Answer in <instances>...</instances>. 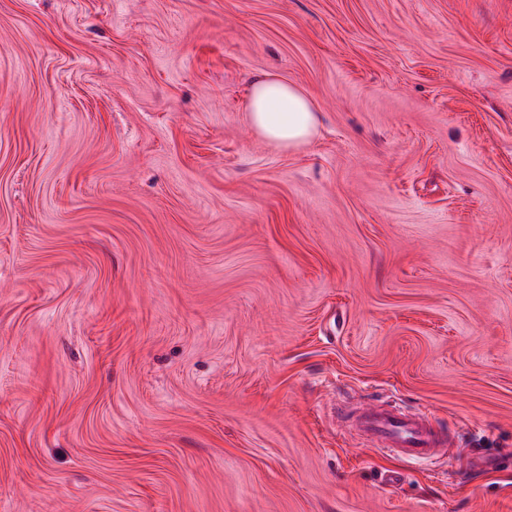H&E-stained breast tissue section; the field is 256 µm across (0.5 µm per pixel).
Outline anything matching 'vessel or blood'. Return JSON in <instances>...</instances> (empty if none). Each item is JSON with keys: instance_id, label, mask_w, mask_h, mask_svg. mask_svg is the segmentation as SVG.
Segmentation results:
<instances>
[{"instance_id": "b4317fda", "label": "vessel or blood", "mask_w": 512, "mask_h": 512, "mask_svg": "<svg viewBox=\"0 0 512 512\" xmlns=\"http://www.w3.org/2000/svg\"><path fill=\"white\" fill-rule=\"evenodd\" d=\"M352 428L383 452L407 462H432L450 455L453 437L437 428L421 411L405 412L393 405H373L349 420Z\"/></svg>"}]
</instances>
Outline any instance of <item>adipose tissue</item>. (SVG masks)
Instances as JSON below:
<instances>
[{
	"instance_id": "1",
	"label": "adipose tissue",
	"mask_w": 512,
	"mask_h": 512,
	"mask_svg": "<svg viewBox=\"0 0 512 512\" xmlns=\"http://www.w3.org/2000/svg\"><path fill=\"white\" fill-rule=\"evenodd\" d=\"M247 112L256 130L282 148L300 147L317 132V107L310 94L274 73H263L251 80Z\"/></svg>"
}]
</instances>
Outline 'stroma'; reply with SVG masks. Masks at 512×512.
<instances>
[{
  "label": "stroma",
  "instance_id": "1",
  "mask_svg": "<svg viewBox=\"0 0 512 512\" xmlns=\"http://www.w3.org/2000/svg\"><path fill=\"white\" fill-rule=\"evenodd\" d=\"M0 512H512V0H0ZM247 112L256 130L282 148H298L317 132V107L310 94L274 73H262L251 80ZM372 445L407 462H433L452 456L453 437L437 428L422 411L404 412L393 405H373L346 420Z\"/></svg>",
  "mask_w": 512,
  "mask_h": 512
}]
</instances>
